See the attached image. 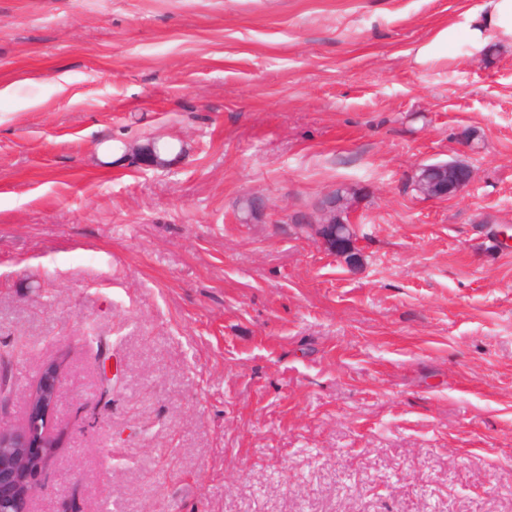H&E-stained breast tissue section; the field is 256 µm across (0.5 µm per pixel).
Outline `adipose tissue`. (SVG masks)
<instances>
[{
	"instance_id": "1",
	"label": "adipose tissue",
	"mask_w": 512,
	"mask_h": 512,
	"mask_svg": "<svg viewBox=\"0 0 512 512\" xmlns=\"http://www.w3.org/2000/svg\"><path fill=\"white\" fill-rule=\"evenodd\" d=\"M512 46V0H487L478 10L467 12L462 21L437 30L414 50V60L424 65L447 57L458 39H465L470 55H479L489 38Z\"/></svg>"
}]
</instances>
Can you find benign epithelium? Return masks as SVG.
I'll return each instance as SVG.
<instances>
[{"label": "benign epithelium", "mask_w": 512, "mask_h": 512, "mask_svg": "<svg viewBox=\"0 0 512 512\" xmlns=\"http://www.w3.org/2000/svg\"><path fill=\"white\" fill-rule=\"evenodd\" d=\"M159 140L147 145L142 162L147 167H161L158 153L166 146ZM472 182L469 167L448 162L420 166L412 180L413 187L428 199L448 200L463 193ZM358 200L351 196L350 187L341 185L327 194L318 207V218L304 219L302 223L315 226L316 236L336 252L323 235V229L332 228L335 236L346 237L345 228L354 224ZM65 376L57 365L47 366L31 397L30 412L44 417V424L29 421L16 428L0 424V512H25L28 499L39 489L43 464L56 447L47 426L53 415Z\"/></svg>", "instance_id": "obj_1"}]
</instances>
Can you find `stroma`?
<instances>
[{
	"label": "stroma",
	"mask_w": 512,
	"mask_h": 512,
	"mask_svg": "<svg viewBox=\"0 0 512 512\" xmlns=\"http://www.w3.org/2000/svg\"><path fill=\"white\" fill-rule=\"evenodd\" d=\"M481 2L0 0V421L65 374L27 512H512V47L413 56ZM339 184L347 256L298 224ZM472 182V171L469 167L448 162H437L421 165L412 180L424 198L448 200L463 193Z\"/></svg>",
	"instance_id": "35a3bbf8"
}]
</instances>
